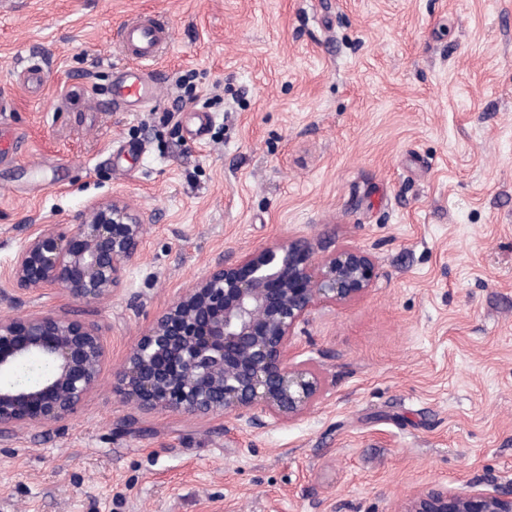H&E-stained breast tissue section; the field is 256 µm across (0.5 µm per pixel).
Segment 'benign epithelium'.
I'll list each match as a JSON object with an SVG mask.
<instances>
[{
    "label": "benign epithelium",
    "mask_w": 512,
    "mask_h": 512,
    "mask_svg": "<svg viewBox=\"0 0 512 512\" xmlns=\"http://www.w3.org/2000/svg\"><path fill=\"white\" fill-rule=\"evenodd\" d=\"M150 218L112 199L63 229L38 224L0 274L13 297L59 288L82 301L121 287ZM375 278L357 247L316 254L302 237L277 239L235 263L215 262L152 320L115 374L139 411L224 416L252 426L296 420L319 398V373L295 361V330L324 304L363 297ZM98 329L53 312L0 317V431L74 414L99 385ZM398 512H512V491L433 485Z\"/></svg>",
    "instance_id": "7a95c632"
}]
</instances>
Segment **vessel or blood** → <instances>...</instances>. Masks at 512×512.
<instances>
[{
	"label": "vessel or blood",
	"instance_id": "obj_1",
	"mask_svg": "<svg viewBox=\"0 0 512 512\" xmlns=\"http://www.w3.org/2000/svg\"><path fill=\"white\" fill-rule=\"evenodd\" d=\"M165 39L164 27L152 19L139 18L129 23L123 30L122 47L132 59L130 73L112 90L116 102L135 101L146 103L153 99L155 90L145 80L143 67L156 54Z\"/></svg>",
	"mask_w": 512,
	"mask_h": 512
}]
</instances>
